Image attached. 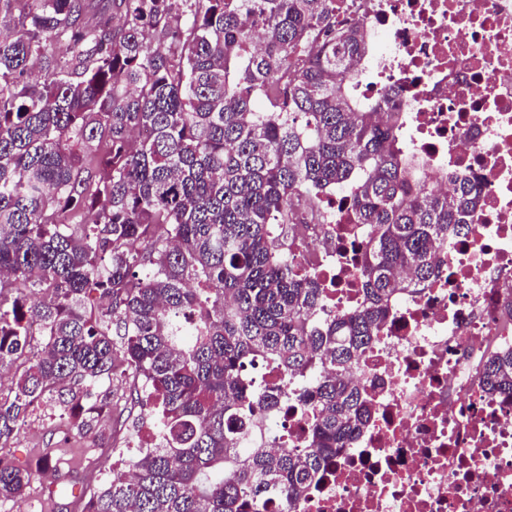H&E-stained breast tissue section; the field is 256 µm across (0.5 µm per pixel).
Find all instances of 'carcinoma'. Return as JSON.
Masks as SVG:
<instances>
[{"label": "carcinoma", "instance_id": "1", "mask_svg": "<svg viewBox=\"0 0 512 512\" xmlns=\"http://www.w3.org/2000/svg\"><path fill=\"white\" fill-rule=\"evenodd\" d=\"M368 49L336 0H0V440L50 403L91 431L119 348L157 436L82 512H297L366 423L351 367L480 201L412 190L398 113L350 89ZM352 181L363 301L319 322L323 289L271 225ZM257 363L316 411L305 447L248 444L288 400ZM483 382L512 394V351ZM31 482L0 459L1 502Z\"/></svg>", "mask_w": 512, "mask_h": 512}]
</instances>
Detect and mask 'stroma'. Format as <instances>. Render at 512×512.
<instances>
[{"instance_id": "1", "label": "stroma", "mask_w": 512, "mask_h": 512, "mask_svg": "<svg viewBox=\"0 0 512 512\" xmlns=\"http://www.w3.org/2000/svg\"><path fill=\"white\" fill-rule=\"evenodd\" d=\"M112 410L95 432L85 434L62 423L54 408L37 410L28 425L9 440V462L34 471L35 477L22 506L0 503V512H79L83 497L101 487L96 471H108L135 455L141 441L131 421L142 410L138 381L132 373L112 384ZM57 460L56 479L37 475L43 456Z\"/></svg>"}]
</instances>
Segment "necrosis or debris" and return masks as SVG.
I'll use <instances>...</instances> for the list:
<instances>
[{
  "label": "necrosis or debris",
  "mask_w": 512,
  "mask_h": 512,
  "mask_svg": "<svg viewBox=\"0 0 512 512\" xmlns=\"http://www.w3.org/2000/svg\"><path fill=\"white\" fill-rule=\"evenodd\" d=\"M336 22L364 30L370 48L351 82L398 112L417 188L470 181L481 202L439 275L391 302L351 374L371 418L299 512H512V395L483 389L487 353L512 349V0H336ZM353 192L306 198L312 218L278 236L323 284L321 318L361 301L352 246L367 227L350 213ZM314 417L292 402L260 413L254 436L273 448L279 428L297 448Z\"/></svg>",
  "instance_id": "1"
}]
</instances>
